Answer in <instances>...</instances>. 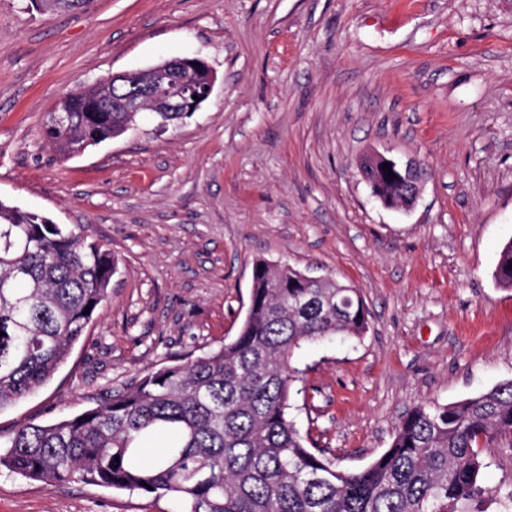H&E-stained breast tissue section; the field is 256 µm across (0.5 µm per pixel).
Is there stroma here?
I'll list each match as a JSON object with an SVG mask.
<instances>
[{
    "instance_id": "1",
    "label": "stroma",
    "mask_w": 512,
    "mask_h": 512,
    "mask_svg": "<svg viewBox=\"0 0 512 512\" xmlns=\"http://www.w3.org/2000/svg\"><path fill=\"white\" fill-rule=\"evenodd\" d=\"M213 68L209 100L149 115L69 158L41 135L59 96L172 57ZM424 168L385 207L369 151ZM0 200L84 231L119 272L54 378L0 411V440L82 411L148 371L233 339L264 258L356 288L359 339L304 345L291 416L309 448L359 470L409 410L512 379V0H0ZM485 512L512 489L491 451ZM168 497L0 472V512H180ZM387 161L394 167L398 168L400 171L404 172V179L408 182L409 191L402 196V203L406 208L413 207L418 199L420 192V170L417 162L411 158L407 159L406 161H395L393 159H387ZM411 173H418V177L415 179L408 178V174ZM508 265H511V269H508ZM493 276L498 286L512 288V242L502 248Z\"/></svg>"
}]
</instances>
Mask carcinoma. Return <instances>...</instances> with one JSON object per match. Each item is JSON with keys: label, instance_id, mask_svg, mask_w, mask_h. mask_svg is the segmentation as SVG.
<instances>
[{"label": "carcinoma", "instance_id": "1", "mask_svg": "<svg viewBox=\"0 0 512 512\" xmlns=\"http://www.w3.org/2000/svg\"><path fill=\"white\" fill-rule=\"evenodd\" d=\"M91 89L65 94V134L99 142L123 134L125 112H88ZM372 194L392 207L401 183L369 154ZM112 252L46 217L0 201V410L45 385L106 301ZM512 288V242L493 273ZM306 296L310 307L296 299ZM89 313H84V310ZM369 311L335 278L254 263L250 305L234 339L193 360L162 366L110 398L49 424H25L0 467L48 486L75 480L168 496L187 512H484L483 448L512 447V379L450 404H421L364 469L318 455L290 416L302 345L361 338ZM160 444L152 462L146 444Z\"/></svg>", "mask_w": 512, "mask_h": 512}]
</instances>
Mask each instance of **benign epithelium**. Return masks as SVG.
<instances>
[{
    "instance_id": "1",
    "label": "benign epithelium",
    "mask_w": 512,
    "mask_h": 512,
    "mask_svg": "<svg viewBox=\"0 0 512 512\" xmlns=\"http://www.w3.org/2000/svg\"><path fill=\"white\" fill-rule=\"evenodd\" d=\"M216 75L201 57H174L145 71L115 73L96 83L112 89L102 112H177L189 117L210 97ZM198 99H193V96Z\"/></svg>"
}]
</instances>
